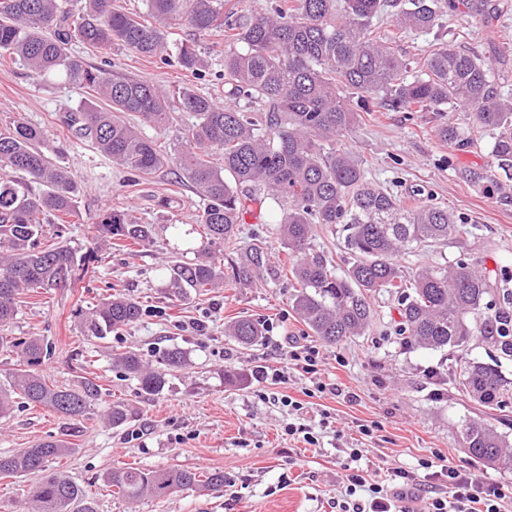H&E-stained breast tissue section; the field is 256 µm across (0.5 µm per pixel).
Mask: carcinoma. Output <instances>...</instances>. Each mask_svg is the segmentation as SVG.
<instances>
[{
  "instance_id": "obj_1",
  "label": "carcinoma",
  "mask_w": 512,
  "mask_h": 512,
  "mask_svg": "<svg viewBox=\"0 0 512 512\" xmlns=\"http://www.w3.org/2000/svg\"><path fill=\"white\" fill-rule=\"evenodd\" d=\"M438 0H277L271 12L249 15L224 11V0H147V15L114 7V0H81L78 12L62 10V0H0V59L42 77H59L91 98L68 112L64 123L113 163L149 178L169 164L179 166L204 201L196 223L208 247L193 263L170 267L172 295L185 288H219L224 281L215 247L234 241L253 204L279 215L281 244L295 280L290 301L314 335L329 345L364 336L373 321L371 294L397 296L399 335L412 348L461 350L473 337L496 357L512 360V304L491 297L497 282L481 260L459 259L418 268L407 277L399 256L446 243L459 235L461 219L429 202L410 206L366 180L364 162L345 143L361 113L378 107L397 112H445L459 105L476 125L493 134L495 166L512 170V98L501 96L491 64L451 43L424 59L421 73L409 76V62L382 40L374 19L388 13L402 29L430 31L440 26ZM464 15L487 23L489 0H461ZM185 25L195 35L224 29V100L190 87L178 105L165 89L143 79L111 73L72 54L78 42L102 50L117 44L143 57L168 53L166 28ZM174 59L193 75L206 67L194 43H183ZM261 106L251 114L241 102ZM357 106H352V103ZM193 121L171 145L147 137L131 123L166 132L174 110ZM438 137L465 144L456 127L442 123ZM44 133L19 118L0 128V327L17 314L20 295L55 288L75 276L76 251L64 238L66 219L77 214L79 187L70 173L43 150ZM62 222L58 241L44 246L43 218ZM338 224L351 255L338 274L328 256L311 245L314 226ZM105 238L134 245L153 243L154 225L128 220L113 209L102 220ZM240 284L280 277L262 244L239 253L232 266ZM138 301L120 294L105 298L84 316L85 335L104 339L134 323ZM243 347L262 336L259 322L243 317L227 328ZM18 368L0 385V418L16 401L54 410L68 429L89 418L101 396L90 379L74 387L48 384L40 371L47 352L29 337L11 341ZM116 363L146 396L163 391L171 373L187 363L173 347L155 368L135 351ZM451 382L477 405L492 409L512 399V379L498 365L468 360L452 368ZM132 417L121 402L110 406L108 423ZM463 448L476 461L512 470V445L484 419L459 427ZM70 452L63 439L0 453V477L36 474ZM130 503L165 498L185 489L224 492V472L200 473L183 466L115 469L105 477ZM35 512H96L95 502L68 476L52 473L29 488Z\"/></svg>"
}]
</instances>
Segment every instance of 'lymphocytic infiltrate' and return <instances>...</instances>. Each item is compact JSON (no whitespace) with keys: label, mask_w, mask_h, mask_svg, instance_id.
<instances>
[{"label":"lymphocytic infiltrate","mask_w":512,"mask_h":512,"mask_svg":"<svg viewBox=\"0 0 512 512\" xmlns=\"http://www.w3.org/2000/svg\"><path fill=\"white\" fill-rule=\"evenodd\" d=\"M278 347L282 366H255L257 382H287L289 370L294 369L308 375L311 382L305 397L317 391L354 400V393L321 381L318 347L292 336L284 337ZM361 458L359 449H351L342 465V482L348 495L342 512H413L411 504L417 500L422 503L421 512H502L504 488L483 486L476 474L450 466L440 454L423 459L418 471L396 470L389 478L371 483L359 465Z\"/></svg>","instance_id":"lymphocytic-infiltrate-1"}]
</instances>
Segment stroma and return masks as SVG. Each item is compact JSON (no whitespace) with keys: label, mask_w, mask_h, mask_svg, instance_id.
Returning a JSON list of instances; mask_svg holds the SVG:
<instances>
[{"label":"stroma","mask_w":512,"mask_h":512,"mask_svg":"<svg viewBox=\"0 0 512 512\" xmlns=\"http://www.w3.org/2000/svg\"><path fill=\"white\" fill-rule=\"evenodd\" d=\"M496 2L499 14L488 24L458 8L445 9L441 27L430 31L400 29L385 15L377 24L412 68L420 67L434 45L451 41L491 62L502 93L512 97V0ZM191 39L209 58L198 76L173 62L141 60L117 46L91 51L76 43L71 51L93 65L171 90L189 86L223 97V31L195 39L183 27L168 36L173 44ZM80 99V92L63 81L0 63V126L20 117L41 128L45 149L81 189L79 215L66 230L79 262L75 280L22 295L13 323L0 328V335L41 338L48 348L41 369L50 381L72 386L89 378L102 391L90 419L68 436L53 410L16 404L0 419V452L67 437L72 450L57 466L90 493L97 512H340L346 498L341 462L353 446L360 448V466L373 479L397 468L418 469L423 458L437 452L486 483L512 488V470L471 460L458 434L462 421L480 416L512 441V403L495 410L479 407L449 380L456 359L487 363L492 352L475 339L455 352L405 347L396 332L397 299L387 292L371 298L376 320L369 333L320 348L322 381L356 393V401L314 396L301 422L316 433L318 445L289 438L284 431L288 411L276 398L301 397L309 379L289 371L287 383L270 386V398L261 399L254 394L250 373L255 365L275 364L276 337L313 339L289 302L290 276L274 282L260 279L247 287L228 279L220 288L190 290L179 299L169 296L171 262H192L203 244L202 229L195 224L201 200L189 182L177 181L167 167L151 178L131 181L126 170L69 131L62 118ZM443 120L458 127L468 145L442 142L436 129ZM348 144L375 185L419 203L433 201L465 219L458 239L405 255L406 270L478 258L497 272L501 293H512V178L494 173L500 185L494 192L466 181V173H486L492 166L491 138L477 132L469 112H366ZM115 207L127 209L136 222L158 225L154 244L104 245L98 228ZM173 224L190 225L189 235L174 238L169 231ZM258 240L266 243L272 261H286L275 214L266 207L247 215L238 246ZM115 293L140 302V320L103 339L84 336L78 313ZM244 316L272 325L271 337L244 348L226 336L227 323ZM173 346L186 352L188 363L156 396L142 395L136 381L113 363L114 355L128 350L154 361ZM234 368L246 371L247 379L228 382L224 374ZM116 401L129 405L133 416L115 428L105 422L104 413ZM325 417L330 420L326 427L321 424ZM374 421L380 431L370 437L359 433V425ZM172 465L223 471V493L184 490L132 504L104 481L114 468Z\"/></svg>","instance_id":"stroma-1"}]
</instances>
